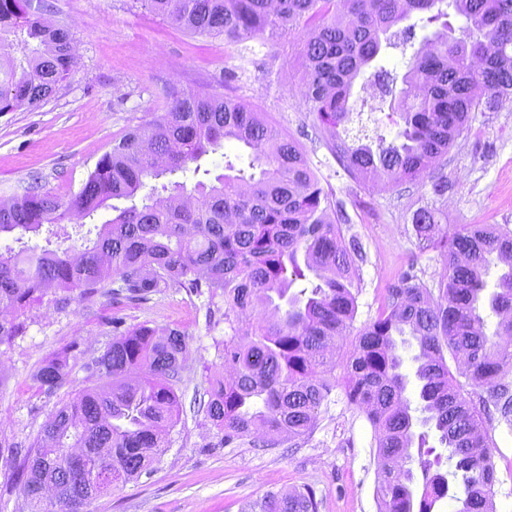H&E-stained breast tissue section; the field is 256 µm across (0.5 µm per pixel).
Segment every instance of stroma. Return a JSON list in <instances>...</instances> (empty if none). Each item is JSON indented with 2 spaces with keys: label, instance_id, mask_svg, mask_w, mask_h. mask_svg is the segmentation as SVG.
<instances>
[{
  "label": "stroma",
  "instance_id": "35a3bbf8",
  "mask_svg": "<svg viewBox=\"0 0 512 512\" xmlns=\"http://www.w3.org/2000/svg\"><path fill=\"white\" fill-rule=\"evenodd\" d=\"M47 20L71 26L77 63L57 93L35 108L0 113V200L22 195L32 177L43 190L76 195L112 142L166 107L171 83L208 87L260 112L297 139L322 186L343 202L351 218L346 236L366 254L360 263L358 322L376 316L387 291L403 273L422 280L444 271L437 251L423 250L411 215L440 211V222L501 224L512 228V111L476 112L436 166L448 178L444 196L428 181L375 192L349 178L330 152L331 139L315 115L298 106L289 88L300 80L299 41L282 38L276 49L258 42L241 47L198 37L141 7L138 0H49ZM287 59L278 79H264L271 52ZM123 328L158 332L179 328L186 336L184 368L175 382L183 412L152 475L105 491L90 512H249L266 492L312 486L319 512H377L372 429L365 415L334 391L307 442L291 448L225 444L198 401L223 373L224 300L172 288L138 304H121L106 292L73 297L65 308L43 302L23 315L26 331L0 350V446L24 451L48 414L70 390L49 395L35 380L42 361L78 343L102 353ZM485 426L495 448L498 481L494 512H512V425L491 412ZM0 512H29L18 462L0 456Z\"/></svg>",
  "mask_w": 512,
  "mask_h": 512
}]
</instances>
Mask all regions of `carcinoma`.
Returning <instances> with one entry per match:
<instances>
[{
    "instance_id": "obj_1",
    "label": "carcinoma",
    "mask_w": 512,
    "mask_h": 512,
    "mask_svg": "<svg viewBox=\"0 0 512 512\" xmlns=\"http://www.w3.org/2000/svg\"><path fill=\"white\" fill-rule=\"evenodd\" d=\"M154 15L190 34L234 44L273 45L304 33L302 80L309 111L330 133L344 172L398 188L419 181L448 154L473 112L491 111L512 95V0H142ZM464 17L453 35L449 11ZM441 23L410 57L391 102L397 131L377 145L348 135L355 80L367 70L384 91L396 77L381 65L396 46L394 29ZM22 33L23 58H0V112L37 107L76 63L66 25H50L31 0H0V34ZM165 112L112 144L75 197L41 190L33 179L14 203L0 206V236L46 234V246L0 252V307L17 313L35 299L56 307L74 291L91 296L115 275L113 296L140 303L166 288L224 297V368L208 389L205 412L224 432V445L251 437L257 448L281 439L303 441L329 401L336 369L331 343L356 333L346 359L344 394L372 427L379 512H433L460 485L458 512H491L496 465L481 407L493 405L512 422V264L493 290L485 276L491 256L512 258V229L500 224L440 228L438 211L416 209L417 240L439 252L445 270L428 286L406 275L389 290L377 316L354 329L364 252L345 238L342 211L330 217L325 190L306 151L241 102L208 89L167 90ZM232 140L248 151V169L224 155V173L149 186L181 172L210 174L201 160ZM150 192L141 194L145 188ZM113 204H108V201ZM112 218L87 231L80 245L61 247L58 227L73 214ZM498 317L488 332L480 314ZM25 322L0 320V346L23 335ZM412 337L414 379L402 371L398 338ZM184 334L146 325L115 334L87 367L107 379L57 405L18 470L31 512H87L94 499L86 478L64 469L82 454L109 470L104 489L151 473L180 416L172 381L181 370ZM78 344L39 367L41 389L54 394L72 383ZM456 371H451L448 360ZM148 375L131 379L139 368ZM480 390L478 400L466 387ZM418 399L411 408L408 392ZM421 412L419 418L415 413ZM429 426L448 448V468L430 473L419 460L417 494L408 463L422 448L418 426ZM309 485L269 491L252 512H319Z\"/></svg>"
}]
</instances>
